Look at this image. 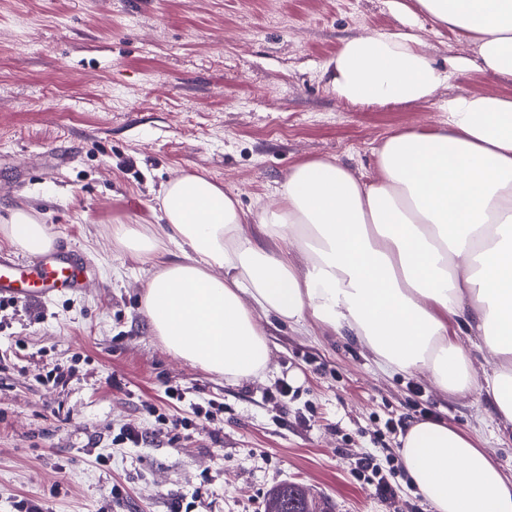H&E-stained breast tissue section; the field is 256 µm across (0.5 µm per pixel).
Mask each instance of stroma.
Instances as JSON below:
<instances>
[{"instance_id":"obj_1","label":"stroma","mask_w":512,"mask_h":512,"mask_svg":"<svg viewBox=\"0 0 512 512\" xmlns=\"http://www.w3.org/2000/svg\"><path fill=\"white\" fill-rule=\"evenodd\" d=\"M401 26L390 0H0V218L34 208L53 250L81 254L88 277L74 294L0 300V512L22 500L45 512H175L195 494L205 512H265L285 482L331 512H433L406 479L382 499L349 466L385 461L404 425L428 416L472 432L512 470V430L478 392L386 374L330 328L262 318L261 381L174 357L143 312L151 268L112 239L119 223L152 226L162 184L182 171L256 211L302 161L333 158L369 179L382 140L437 125L449 96L512 97L511 82L474 67L433 104L336 96L327 66L342 43ZM414 30L439 68L473 54L426 15ZM211 401L222 413L195 415ZM125 426L142 432L138 445L114 443Z\"/></svg>"}]
</instances>
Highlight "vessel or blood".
Instances as JSON below:
<instances>
[{
	"label": "vessel or blood",
	"instance_id": "obj_1",
	"mask_svg": "<svg viewBox=\"0 0 512 512\" xmlns=\"http://www.w3.org/2000/svg\"><path fill=\"white\" fill-rule=\"evenodd\" d=\"M85 276L83 263L64 252H50L28 263L0 255V299L27 302L50 292L75 293L83 288Z\"/></svg>",
	"mask_w": 512,
	"mask_h": 512
}]
</instances>
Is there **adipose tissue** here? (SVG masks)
Wrapping results in <instances>:
<instances>
[{"label": "adipose tissue", "instance_id": "ef3b65f1", "mask_svg": "<svg viewBox=\"0 0 512 512\" xmlns=\"http://www.w3.org/2000/svg\"><path fill=\"white\" fill-rule=\"evenodd\" d=\"M392 4L456 30L476 45L481 70L512 80V0ZM468 65L439 68L417 36L376 31L347 39L327 71L348 101L422 104ZM441 109L439 127L384 139L376 180L311 159L254 213L187 172L164 185L151 228L115 225L116 242L153 270L144 312L168 351L228 379L261 378L270 350L259 316L300 329L314 321L368 347L384 370L485 393L512 426V97L464 93ZM252 224L274 248L256 242ZM0 234L31 255L52 244L28 207ZM291 238L295 251L282 249ZM173 248L182 261L169 259ZM475 348L493 356L491 368L473 367ZM399 453L434 512H512V476L448 423H415Z\"/></svg>", "mask_w": 512, "mask_h": 512}]
</instances>
